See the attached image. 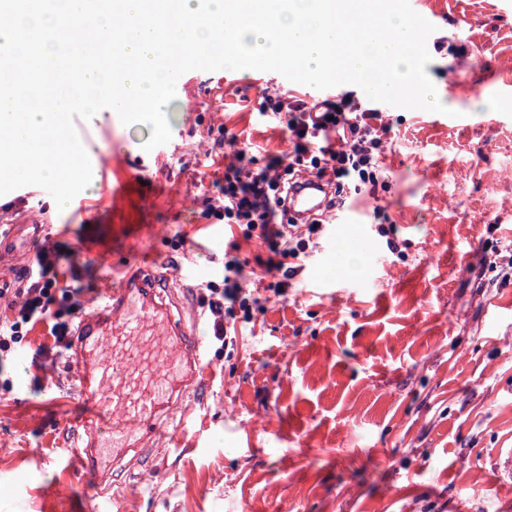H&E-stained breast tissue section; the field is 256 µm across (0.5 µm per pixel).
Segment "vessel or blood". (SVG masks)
I'll return each mask as SVG.
<instances>
[{
	"instance_id": "vessel-or-blood-1",
	"label": "vessel or blood",
	"mask_w": 512,
	"mask_h": 512,
	"mask_svg": "<svg viewBox=\"0 0 512 512\" xmlns=\"http://www.w3.org/2000/svg\"><path fill=\"white\" fill-rule=\"evenodd\" d=\"M325 206L321 183L304 179L288 208L306 217ZM114 279L83 314L70 339L77 367L73 392L87 405L83 441L68 442L69 461L98 480L137 460L172 408L199 401L207 384L206 347L176 314L170 283L151 270Z\"/></svg>"
}]
</instances>
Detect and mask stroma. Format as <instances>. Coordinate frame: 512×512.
Segmentation results:
<instances>
[{
  "instance_id": "obj_1",
  "label": "stroma",
  "mask_w": 512,
  "mask_h": 512,
  "mask_svg": "<svg viewBox=\"0 0 512 512\" xmlns=\"http://www.w3.org/2000/svg\"><path fill=\"white\" fill-rule=\"evenodd\" d=\"M431 19L426 71L445 113L385 105V191L359 196V224H330L300 260L284 301L265 303L233 347L209 346L204 407L188 431L113 478L123 512H512V281L490 262L512 249V0H410ZM166 114L180 136L138 169L146 124L105 108L85 150L110 192L85 220L37 186L10 192L12 221L46 219L80 277L81 307L102 259L170 274L185 295L221 280L224 253L267 255L259 239L204 218L224 157L286 159L287 137L258 112L263 94L320 92L251 69L178 78ZM235 145H228V138ZM394 225L389 253L375 227ZM183 249H175L178 237ZM360 256L355 274L344 240ZM64 345L47 324L0 352V512H91L99 487L64 445L75 400Z\"/></svg>"
}]
</instances>
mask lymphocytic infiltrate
Segmentation results:
<instances>
[{"instance_id":"1","label":"lymphocytic infiltrate","mask_w":512,"mask_h":512,"mask_svg":"<svg viewBox=\"0 0 512 512\" xmlns=\"http://www.w3.org/2000/svg\"><path fill=\"white\" fill-rule=\"evenodd\" d=\"M260 107L287 130L292 145L289 165L255 167L246 162L244 151H236L234 161L224 168V200L219 205L207 203L204 215L258 231L260 239L272 247L271 256L259 266L273 278L269 291L283 298L298 273V259L307 254L311 237L323 230L317 218L302 224L289 220V192L306 173L327 179L331 211L344 212L353 196L361 193L377 196L385 186L384 138L389 125L380 109L348 93L313 105L294 97L267 95ZM61 259L55 246L39 248L22 302L13 305L12 317L0 321V352L17 342L24 326L40 321H51L53 336L66 335L65 324L58 321L60 313L53 308L56 294H69L72 288L61 270ZM245 267L239 259L226 260L223 282L205 286L203 301L213 317L209 336L225 346L230 343L227 319H251L254 300L241 284Z\"/></svg>"}]
</instances>
